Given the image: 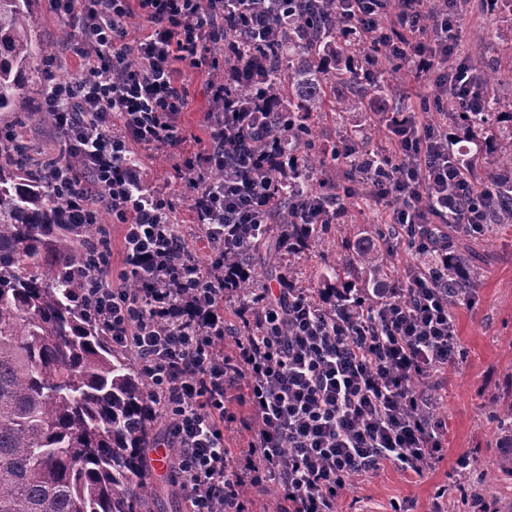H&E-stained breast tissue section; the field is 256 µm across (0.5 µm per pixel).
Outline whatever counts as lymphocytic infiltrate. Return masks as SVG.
<instances>
[{
  "instance_id": "f902f5d3",
  "label": "lymphocytic infiltrate",
  "mask_w": 512,
  "mask_h": 512,
  "mask_svg": "<svg viewBox=\"0 0 512 512\" xmlns=\"http://www.w3.org/2000/svg\"><path fill=\"white\" fill-rule=\"evenodd\" d=\"M459 0H336L347 31L372 44L382 62L409 57L417 80L435 85L436 111L482 112L476 73L461 57ZM323 0H51L78 31V76L48 79L42 107L68 128L82 168L49 169L53 189L78 223L100 225L102 245L87 269L83 302L93 305L112 341L134 353L156 414L178 449L176 476L185 512H247L251 496L276 512H337L353 482L385 465L423 476L444 458L443 422L429 413L428 379L462 355L448 291L436 274L458 268L446 226L482 227L469 203L475 188L448 149V128L396 112L369 168L386 223L405 229L420 259L404 287L356 290L330 300L322 288L280 281L243 295L246 270L199 262L169 193L148 188L131 161L135 149L177 148L188 104L180 76L220 70L224 28L253 39L277 37L281 12L308 17ZM139 13L144 34L128 20ZM221 71V70H220ZM255 71L251 56L208 87L209 137L182 157L196 172L189 209L212 245L240 243L263 228L278 204L292 161L250 142L268 118L265 103L233 94ZM224 182L206 181L213 169ZM111 223H103V213ZM124 229L126 269L112 272V226ZM139 276V290L127 288ZM233 299L244 331L229 335L224 301ZM233 340L225 352V340ZM239 423L246 445L224 444Z\"/></svg>"
}]
</instances>
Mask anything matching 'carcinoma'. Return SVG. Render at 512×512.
<instances>
[{"instance_id":"cac0c4a2","label":"carcinoma","mask_w":512,"mask_h":512,"mask_svg":"<svg viewBox=\"0 0 512 512\" xmlns=\"http://www.w3.org/2000/svg\"><path fill=\"white\" fill-rule=\"evenodd\" d=\"M32 0H0V512H153V487L140 449L152 436L155 415L136 356L112 344L94 311L76 302L83 288L79 268L90 253L94 225L69 219V203L58 198L43 167L29 156L24 128L48 121L47 112H17L18 99L34 80V60L49 47L32 35ZM251 56L264 65L265 81L239 87L242 95L259 93L273 105L259 151L288 149L298 159L299 177L283 187L278 225L281 242L305 245L320 238L322 225L336 221L324 213L323 224H304L292 198L304 196L320 205L345 201L341 179L364 172L367 159L344 157L316 133L321 112H367L384 98V73L410 65H382L374 48L344 29L335 12L311 24L283 26L276 42L254 41ZM488 112L478 117L456 113L468 133L484 140L490 166L485 171L482 208L497 224H512V98L493 85L498 70L483 69ZM336 168L334 182L314 184L315 171ZM224 249V259L249 263L248 248ZM390 236L382 233L357 243L352 260L324 268L318 284L353 288V264L372 277L374 286L389 280L380 256ZM282 255L272 254L265 270L248 267L242 291L273 275ZM448 287L473 296L478 281L448 270ZM496 429L512 442V400L493 403ZM480 484L452 505V512L483 503Z\"/></svg>"}]
</instances>
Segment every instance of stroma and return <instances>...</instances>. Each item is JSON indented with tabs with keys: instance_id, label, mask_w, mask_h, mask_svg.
Returning a JSON list of instances; mask_svg holds the SVG:
<instances>
[{
	"instance_id": "stroma-1",
	"label": "stroma",
	"mask_w": 512,
	"mask_h": 512,
	"mask_svg": "<svg viewBox=\"0 0 512 512\" xmlns=\"http://www.w3.org/2000/svg\"><path fill=\"white\" fill-rule=\"evenodd\" d=\"M470 3L472 8L461 26L468 60L479 69L487 60L503 57L504 45L496 39L495 31L512 24V14L480 7L479 0ZM33 13V36L52 47L57 59L55 76L74 79L80 61L60 39L63 21L49 0H36ZM187 91L189 104L181 114V128L189 140H201L209 107L206 76L191 77ZM350 128L367 132L370 148L384 142L383 131L374 130L362 112L323 113L317 131L323 143L332 144ZM135 160L147 185L166 189L173 193L180 209L188 208V183L177 156L140 150ZM451 237L468 251L481 286L474 305L452 308L463 350L461 359L432 380L440 397L437 416L446 423L444 459L435 471L421 478L386 465L377 477L355 481L340 498L339 512H363L368 506L374 512H392L398 504L410 512H434L436 504H449L469 487L467 475L456 466L459 456L470 455L483 467L500 451L491 412L493 402L512 399V224L481 233L455 231ZM344 254L340 236L332 232L312 243L286 272L294 278L312 279L320 267L342 260Z\"/></svg>"
}]
</instances>
